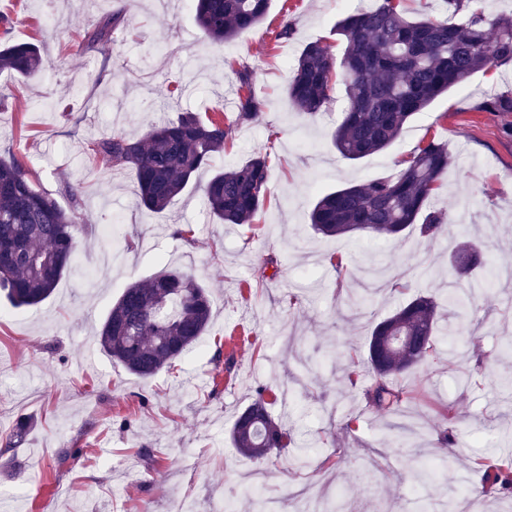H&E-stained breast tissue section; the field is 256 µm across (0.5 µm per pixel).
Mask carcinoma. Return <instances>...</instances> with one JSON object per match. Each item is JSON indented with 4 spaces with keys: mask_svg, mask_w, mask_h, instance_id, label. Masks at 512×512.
<instances>
[{
    "mask_svg": "<svg viewBox=\"0 0 512 512\" xmlns=\"http://www.w3.org/2000/svg\"><path fill=\"white\" fill-rule=\"evenodd\" d=\"M479 2L444 0L453 16L448 21L410 19L399 0H375L338 23L336 34L346 42L341 60L320 42L304 47L288 84L289 101L300 115L314 118L340 78L346 106L332 134L336 150L346 159L359 160L387 149L405 124L437 97L483 69L512 63V17L491 21ZM270 4L271 0H192L198 28L216 45L258 28ZM123 22L120 13L104 14L85 32L87 46L109 44ZM41 62L32 42L0 44V71L29 78ZM236 74L237 120L250 122L259 116L262 104L252 95L250 70L243 67ZM223 112L217 107L206 119L180 112L175 119L148 126L138 138L101 135L90 142L91 151L116 169L135 171L138 204L151 212L164 211L199 170L210 168L213 174L203 195L211 216L223 224H248L267 200V155L257 152L228 169L215 166L231 135L230 126L220 118ZM451 163L448 146L431 141L392 178L321 195L310 212V224L325 237L397 239L412 229L433 237L446 217L430 210L429 202ZM61 192L72 201L67 209L35 185L15 156L0 155V290L15 308L44 302L74 267L79 193L69 182ZM481 264L479 244L460 243L452 257L455 281L448 289V308L458 315L469 312L473 296L459 293L457 283ZM440 318L437 302L417 295L374 326L366 349L350 357L348 372L355 385L360 366H368V406L397 413L414 398L398 381L439 357L440 345L454 332ZM210 319L206 287L178 268L165 267L149 280L125 288L100 327L98 344L113 362L147 380L197 345ZM388 336H407L409 342L379 358L375 344ZM264 392L259 389L238 412L231 429L234 448L254 460H264L292 441L286 422L268 410ZM475 464L500 489H512V458L486 452Z\"/></svg>",
    "mask_w": 512,
    "mask_h": 512,
    "instance_id": "cac0c4a2",
    "label": "carcinoma"
}]
</instances>
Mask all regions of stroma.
<instances>
[{"label": "stroma", "mask_w": 512, "mask_h": 512, "mask_svg": "<svg viewBox=\"0 0 512 512\" xmlns=\"http://www.w3.org/2000/svg\"><path fill=\"white\" fill-rule=\"evenodd\" d=\"M358 7L272 0L260 27L211 46L183 0H0V44L33 41L43 56L35 78L0 72V154L18 157L49 192L65 182L83 188L75 271L41 305H0V446L20 420L30 424L15 462L0 455V512H172L187 496L199 512L230 501L253 512L244 472L286 512L315 485L342 498L346 512H416L421 502L448 512L474 490L480 512H512V490L481 493L470 468L473 456L503 451L502 434L512 432V278L502 276L512 271V112L487 108L512 96V64L438 97L387 150L345 159L331 139L344 85L310 120L296 115L287 88L306 44L343 54L336 24ZM108 10L122 13L123 27L107 47L86 46V29ZM287 21L292 35L277 39ZM238 63L264 106L256 121L236 125L220 163L268 154V202L234 225L213 219L191 187L163 212L141 209L133 170H113L91 140L137 136L160 117L207 116L218 105L233 121ZM432 140L455 156L430 201L448 216L437 238L412 231L376 243L314 232L308 214L322 192L395 176ZM105 225L132 249L112 254ZM465 237L481 241L496 279L459 317L442 281ZM168 266L209 289L212 321L192 352L144 381L112 363L96 335L130 282ZM366 285L373 304L348 306ZM416 294L458 320L459 349L484 357L467 389L466 364L444 359L410 379V408L430 428L423 438L409 435L408 418L368 409L345 374L349 351L363 350L374 325ZM259 385L293 439L313 443L310 465L290 449L257 461L233 447L235 416ZM448 405L454 420L443 437L437 424ZM146 448L152 461L141 456ZM420 458L437 464L435 479L415 480Z\"/></svg>", "instance_id": "35a3bbf8"}]
</instances>
